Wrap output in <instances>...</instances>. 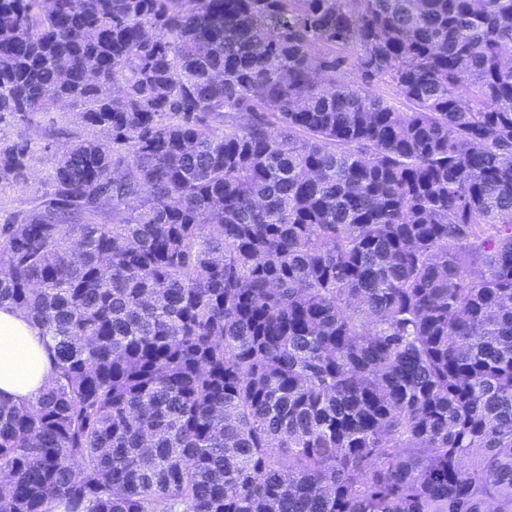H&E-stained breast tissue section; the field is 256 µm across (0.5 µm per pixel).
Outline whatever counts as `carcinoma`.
Listing matches in <instances>:
<instances>
[{"mask_svg":"<svg viewBox=\"0 0 512 512\" xmlns=\"http://www.w3.org/2000/svg\"><path fill=\"white\" fill-rule=\"evenodd\" d=\"M506 54L512 0H0V119L88 130L0 224L56 367L0 512H512Z\"/></svg>","mask_w":512,"mask_h":512,"instance_id":"obj_1","label":"carcinoma"}]
</instances>
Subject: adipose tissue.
<instances>
[{"mask_svg":"<svg viewBox=\"0 0 512 512\" xmlns=\"http://www.w3.org/2000/svg\"><path fill=\"white\" fill-rule=\"evenodd\" d=\"M51 341L26 314L0 306V398L27 403L55 376Z\"/></svg>","mask_w":512,"mask_h":512,"instance_id":"obj_1","label":"adipose tissue"}]
</instances>
